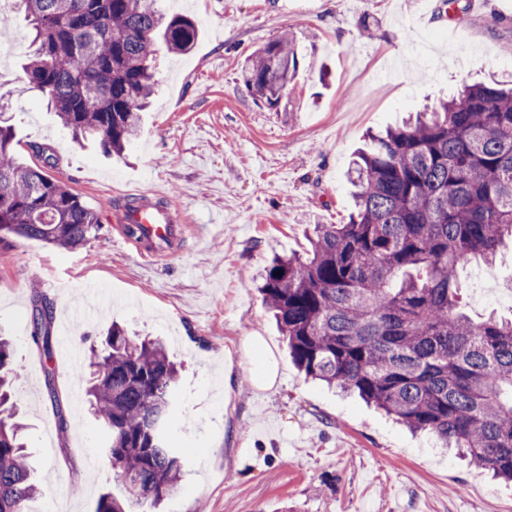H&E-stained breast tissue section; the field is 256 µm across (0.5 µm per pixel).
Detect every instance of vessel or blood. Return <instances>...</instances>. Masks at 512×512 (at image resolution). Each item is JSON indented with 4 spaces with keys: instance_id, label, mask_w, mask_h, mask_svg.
<instances>
[{
    "instance_id": "1",
    "label": "vessel or blood",
    "mask_w": 512,
    "mask_h": 512,
    "mask_svg": "<svg viewBox=\"0 0 512 512\" xmlns=\"http://www.w3.org/2000/svg\"><path fill=\"white\" fill-rule=\"evenodd\" d=\"M132 221L141 224L140 236L128 234L127 227ZM112 230L142 258L163 262L171 257L178 241L185 235V216L177 207H156L152 203L143 202L134 213L117 211L113 217Z\"/></svg>"
}]
</instances>
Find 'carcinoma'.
<instances>
[{"mask_svg":"<svg viewBox=\"0 0 512 512\" xmlns=\"http://www.w3.org/2000/svg\"><path fill=\"white\" fill-rule=\"evenodd\" d=\"M35 52L25 64L76 138L121 154L137 138L157 87L160 49L187 55L198 29L159 0H16ZM288 36L260 48L245 86L270 107L298 70ZM0 113V244L6 236L69 252L97 236V214L61 180L15 158ZM356 213L316 224L311 254L273 259L260 291L298 369L430 433L494 477L512 481V318L471 320L458 266L491 264L512 242V90L465 86L403 126L370 137L354 162ZM281 274H276V271ZM54 304L33 296L32 339L46 356ZM82 376L107 458L126 495L97 512L156 504L183 461L165 428L178 369L163 343L111 325ZM13 344L0 336V512H25L37 485L15 421Z\"/></svg>","mask_w":512,"mask_h":512,"instance_id":"obj_1","label":"carcinoma"}]
</instances>
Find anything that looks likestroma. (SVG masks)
<instances>
[{
    "label": "stroma",
    "instance_id": "35a3bbf8",
    "mask_svg": "<svg viewBox=\"0 0 512 512\" xmlns=\"http://www.w3.org/2000/svg\"><path fill=\"white\" fill-rule=\"evenodd\" d=\"M199 30L187 55L160 52L158 87L138 139L118 156L74 143L32 91L23 13L0 11V112L20 162L44 167L99 217L76 252L28 239L0 246V327L12 336L14 398L39 484L37 502L96 512L113 479L103 436L60 356L30 337L34 292L54 303L52 336L86 348L111 323L162 338L181 367L171 426L188 452L162 512H512L496 481L432 436L357 396L305 378L258 290L274 255L306 254L317 224L354 209L347 171L369 131L466 85L512 81V0H161ZM299 67L277 107L242 71L282 35ZM147 196L180 207L191 229L169 261L141 259L112 234L113 212ZM512 288V251L458 272L475 319L512 307L482 297L480 272ZM264 336L279 377L254 388L244 343ZM66 431H59V423Z\"/></svg>",
    "mask_w": 512,
    "mask_h": 512
}]
</instances>
